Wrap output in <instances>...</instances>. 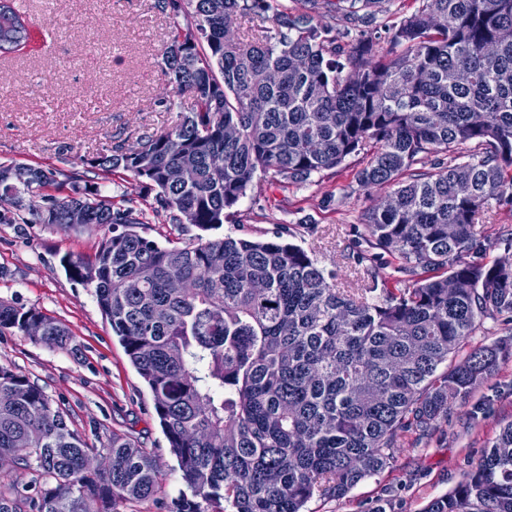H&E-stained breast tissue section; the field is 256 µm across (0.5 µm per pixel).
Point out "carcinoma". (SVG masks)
<instances>
[{"label": "carcinoma", "mask_w": 512, "mask_h": 512, "mask_svg": "<svg viewBox=\"0 0 512 512\" xmlns=\"http://www.w3.org/2000/svg\"><path fill=\"white\" fill-rule=\"evenodd\" d=\"M380 49L368 28L393 0H306L294 15L275 0H154L175 24L161 68L192 96L181 123L91 167L122 171L156 191L151 212L208 231L224 223L257 172L279 183L333 170L362 152L364 189L393 187V205L360 221L372 253L390 257L391 283L338 288L300 246L203 238L161 247L92 179L0 164V224L67 228L77 204L109 236L91 259L64 260L94 290L154 411L189 493L172 512H302L316 494L346 495L395 456L397 432L434 430L456 403L512 359V343L473 349L450 365L485 319L512 317V261L469 260L474 224L512 204V0H418ZM247 16L252 40L224 38ZM359 35L344 41L351 30ZM30 37L14 0H0V56ZM469 73L464 82L449 75ZM440 159L430 169L418 164ZM189 162L190 184L167 179ZM179 266L191 283L168 285ZM32 320L34 340L67 348L68 330L35 309L0 301V334ZM30 379L0 366V457L16 466L0 512H118L159 489L150 453L112 435L109 469ZM425 512H512V422L448 494Z\"/></svg>", "instance_id": "obj_1"}]
</instances>
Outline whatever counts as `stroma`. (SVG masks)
<instances>
[{
  "label": "stroma",
  "instance_id": "stroma-1",
  "mask_svg": "<svg viewBox=\"0 0 512 512\" xmlns=\"http://www.w3.org/2000/svg\"><path fill=\"white\" fill-rule=\"evenodd\" d=\"M32 21L31 40L0 57V163L39 165L64 173L115 148H134L171 131L186 97L167 83L160 54L172 19L151 0H16ZM362 157L280 186L257 173L246 196L211 230V237L290 241L305 249L337 287H364L365 275L388 278L391 269H363L362 211L392 189L358 188ZM491 248L475 253L490 264L512 260V205L492 206L476 226ZM108 227L0 224V301L34 308L64 324L67 348H53L19 332L0 335V365L24 372L63 412L68 425L106 451L113 434L146 448L160 488L121 512H166L183 487L150 390L131 365L102 315L92 289L72 280L61 260L90 258ZM512 421V362L482 381L469 401L454 407L428 436L399 432L389 467L360 481L341 498L317 495L303 512H425L448 494Z\"/></svg>",
  "mask_w": 512,
  "mask_h": 512
}]
</instances>
